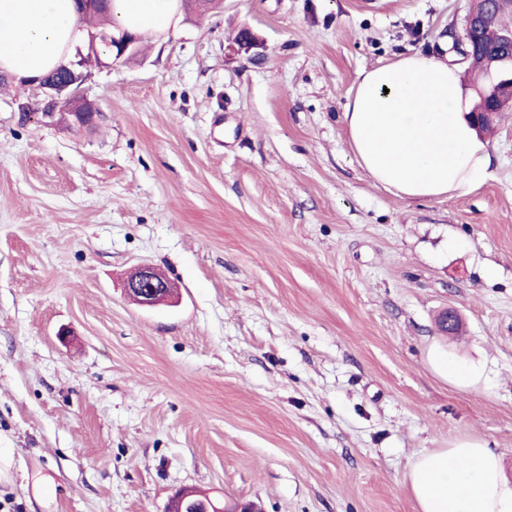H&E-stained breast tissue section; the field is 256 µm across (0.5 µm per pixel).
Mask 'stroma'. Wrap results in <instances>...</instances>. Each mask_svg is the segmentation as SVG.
I'll return each instance as SVG.
<instances>
[{
  "label": "stroma",
  "mask_w": 512,
  "mask_h": 512,
  "mask_svg": "<svg viewBox=\"0 0 512 512\" xmlns=\"http://www.w3.org/2000/svg\"><path fill=\"white\" fill-rule=\"evenodd\" d=\"M467 9H185L88 64L89 127L21 116L33 84L0 82V512H170L187 490L418 512L415 461L463 439L512 485V111L486 181L424 201L376 186L343 122L361 69L450 48ZM142 265L169 301L128 297Z\"/></svg>",
  "instance_id": "1"
}]
</instances>
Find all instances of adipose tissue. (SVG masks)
Segmentation results:
<instances>
[{
  "mask_svg": "<svg viewBox=\"0 0 512 512\" xmlns=\"http://www.w3.org/2000/svg\"><path fill=\"white\" fill-rule=\"evenodd\" d=\"M115 25L139 34L175 28L179 0H111ZM74 0H0V71L30 82L66 63L79 32ZM459 67L420 52L364 69L343 113L360 167L404 198L434 200L489 176L485 144L465 116ZM410 482L418 512H512L498 453L478 440L435 448Z\"/></svg>",
  "mask_w": 512,
  "mask_h": 512,
  "instance_id": "1",
  "label": "adipose tissue"
}]
</instances>
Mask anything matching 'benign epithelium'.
Returning a JSON list of instances; mask_svg holds the SVG:
<instances>
[{"label":"benign epithelium","instance_id":"benign-epithelium-1","mask_svg":"<svg viewBox=\"0 0 512 512\" xmlns=\"http://www.w3.org/2000/svg\"><path fill=\"white\" fill-rule=\"evenodd\" d=\"M494 27L501 40L512 46V24L501 26L497 17L485 11L471 9L464 17L462 33L453 40L452 49L461 57V62L471 59L474 35L487 28ZM140 37L126 31L105 45L112 50L109 58L117 63L137 52ZM84 61L70 63L66 66L68 78L64 82H53L42 79L36 83V90L41 99L39 110L45 118L52 119L58 114L68 115L73 123L84 126L91 123L96 115L95 106L85 99L80 88L86 79L81 70ZM492 75L489 85L477 90L479 101L472 109L474 128L482 132L491 124L498 113L512 108V58H495L489 62ZM128 295L140 306L153 307L167 301L171 294L170 282L155 268L140 266L134 270L127 280ZM461 324L458 313L448 309L441 314V331L450 336L457 334Z\"/></svg>","mask_w":512,"mask_h":512}]
</instances>
